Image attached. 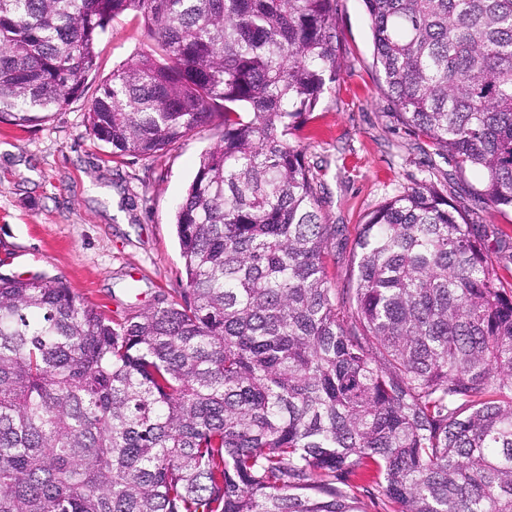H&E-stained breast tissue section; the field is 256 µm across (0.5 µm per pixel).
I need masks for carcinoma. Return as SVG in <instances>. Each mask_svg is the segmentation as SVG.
<instances>
[{
    "label": "carcinoma",
    "instance_id": "cac0c4a2",
    "mask_svg": "<svg viewBox=\"0 0 512 512\" xmlns=\"http://www.w3.org/2000/svg\"><path fill=\"white\" fill-rule=\"evenodd\" d=\"M395 117L512 208V0H363ZM334 0H0V119L84 91L130 13L147 49L86 114L145 157L220 120L175 215L183 301L114 318L0 274V512H512V289L416 184L344 288L291 136L340 71ZM359 497L362 507L366 512H387L382 503V497L378 495L374 485V477L371 473L365 472L358 477Z\"/></svg>",
    "mask_w": 512,
    "mask_h": 512
}]
</instances>
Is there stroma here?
<instances>
[{
  "mask_svg": "<svg viewBox=\"0 0 512 512\" xmlns=\"http://www.w3.org/2000/svg\"><path fill=\"white\" fill-rule=\"evenodd\" d=\"M341 72L292 138L317 184L323 223L340 226L327 248L328 279L352 272L357 227L408 187L424 183L479 225L504 283L512 284V209L482 203L479 176L395 118L379 90L370 19L362 0H336ZM138 18L113 23L98 47V75L82 95L39 127L0 122V273L62 282L106 314L124 317L185 286L175 226L177 205L219 124L197 130L153 157L111 159L82 115L100 78L145 49Z\"/></svg>",
  "mask_w": 512,
  "mask_h": 512,
  "instance_id": "1",
  "label": "stroma"
}]
</instances>
